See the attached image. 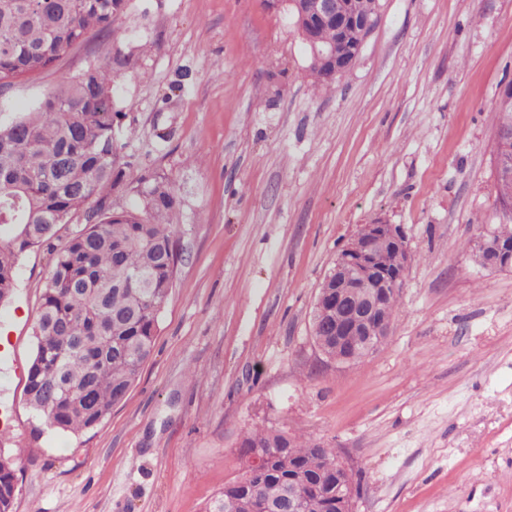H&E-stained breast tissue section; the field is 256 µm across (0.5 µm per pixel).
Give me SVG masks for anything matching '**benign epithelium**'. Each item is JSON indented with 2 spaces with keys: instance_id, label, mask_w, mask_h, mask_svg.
Segmentation results:
<instances>
[{
  "instance_id": "7a95c632",
  "label": "benign epithelium",
  "mask_w": 512,
  "mask_h": 512,
  "mask_svg": "<svg viewBox=\"0 0 512 512\" xmlns=\"http://www.w3.org/2000/svg\"><path fill=\"white\" fill-rule=\"evenodd\" d=\"M303 26L326 27L332 34L328 46L313 50L314 64L322 68V80L329 84L341 78L360 57L368 38L381 21V12L357 13L347 10L342 0H294ZM494 166L503 179L512 177V125L500 124L494 135ZM488 269L512 271V240L490 230L480 232L470 244ZM392 252L398 262L389 265L383 256ZM413 256L406 236L396 224L375 219L359 226L350 241L338 251L333 268L325 277L314 305L312 321L319 333H328L343 343L345 336H363L371 351L379 349L391 334L394 311L389 308L402 288ZM253 468L252 490L261 485L267 469L262 455L248 456ZM299 463L288 460V498L277 512H303L304 498L296 485ZM325 484L311 485L324 500V512H354L360 486L352 468L341 458L330 467Z\"/></svg>"
}]
</instances>
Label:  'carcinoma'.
Instances as JSON below:
<instances>
[{
    "label": "carcinoma",
    "instance_id": "1",
    "mask_svg": "<svg viewBox=\"0 0 512 512\" xmlns=\"http://www.w3.org/2000/svg\"><path fill=\"white\" fill-rule=\"evenodd\" d=\"M126 0H0V95L34 80L94 33H110ZM112 63L90 64L43 99L36 111L0 124V303L15 292L20 262L34 247L52 255L33 333L36 346L26 404L41 433H79L121 403L153 353L159 318L181 260L173 218L180 203L169 176L133 162L117 137L123 113L112 93ZM116 192L137 203L117 210ZM72 227L65 240L59 231ZM286 451L319 475L336 449L276 428L246 431L239 457ZM16 481L0 450V512ZM242 470L205 512H266L288 493V474L272 475L256 495Z\"/></svg>",
    "mask_w": 512,
    "mask_h": 512
}]
</instances>
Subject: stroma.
Masks as SVG:
<instances>
[{
    "label": "stroma",
    "mask_w": 512,
    "mask_h": 512,
    "mask_svg": "<svg viewBox=\"0 0 512 512\" xmlns=\"http://www.w3.org/2000/svg\"><path fill=\"white\" fill-rule=\"evenodd\" d=\"M116 57L127 177L169 175L183 260L124 401L50 435L24 387L52 259L25 255L0 305L12 512H203L254 426L339 449L355 512H512V272L466 248L503 221L493 109L512 82V0H383L355 66L322 87L265 0H127L111 35L0 96V123ZM374 218L400 225L413 260L387 342L339 365L312 313Z\"/></svg>",
    "instance_id": "35a3bbf8"
}]
</instances>
